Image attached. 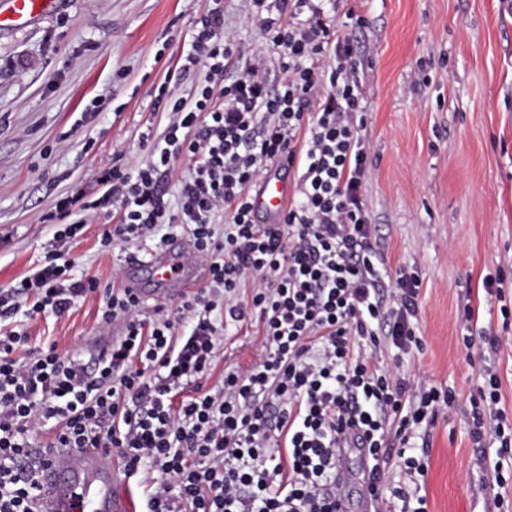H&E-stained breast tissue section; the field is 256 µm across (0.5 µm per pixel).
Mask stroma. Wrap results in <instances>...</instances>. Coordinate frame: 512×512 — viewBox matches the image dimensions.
I'll return each instance as SVG.
<instances>
[{"instance_id": "obj_1", "label": "stroma", "mask_w": 512, "mask_h": 512, "mask_svg": "<svg viewBox=\"0 0 512 512\" xmlns=\"http://www.w3.org/2000/svg\"><path fill=\"white\" fill-rule=\"evenodd\" d=\"M208 0H56L46 18L0 32V289L28 275L53 227L41 223L66 192L96 195L102 166L135 168L168 123L152 102L179 71ZM361 25L345 29L361 62L370 153L364 198L371 242L391 270L421 281L414 330L422 346L377 361L398 375L456 396L430 430L424 458L427 512H495L489 473L470 435L471 399L484 369L500 380V410L512 417V317L488 300L486 275L512 302V0H337ZM240 42L236 72L270 55L250 0H224ZM95 216L66 243L74 279L125 285L126 260L154 243L101 246ZM499 339L491 360L465 349L464 306ZM98 298L30 324L31 343L59 352L103 348L117 331L100 320ZM255 327L230 330L222 364L204 379L219 389L225 368L254 363Z\"/></svg>"}]
</instances>
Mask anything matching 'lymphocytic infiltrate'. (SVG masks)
Here are the masks:
<instances>
[{"label": "lymphocytic infiltrate", "mask_w": 512, "mask_h": 512, "mask_svg": "<svg viewBox=\"0 0 512 512\" xmlns=\"http://www.w3.org/2000/svg\"><path fill=\"white\" fill-rule=\"evenodd\" d=\"M210 2L182 66L204 79L188 100L159 86L153 109L169 122L147 162L102 168L97 198L58 199L41 218L56 224L55 245L33 274L0 289V512H34L47 450L31 439L48 425L52 447L115 455L125 478L144 484V512H339L340 448L366 451L376 503L426 512L412 441L455 396L375 358L381 344L403 353L417 344L420 282L392 272L371 246L366 90L336 0H253L276 58L253 56L229 82L238 45L224 29V0ZM182 156L193 166L177 180ZM281 156L296 168L294 197L281 223H254L250 190ZM110 207L119 221L103 246L163 243L180 227L208 265L206 285L148 318L131 289L74 279L56 245ZM88 296L121 330L111 344L86 358L29 348L19 311L57 317ZM251 321L256 361L225 370L222 389H203L226 330ZM499 401L498 380L485 373L470 433L478 448H494L500 485L512 479V420ZM390 459L400 483L385 471Z\"/></svg>", "instance_id": "f902f5d3"}]
</instances>
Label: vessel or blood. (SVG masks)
Masks as SVG:
<instances>
[{
	"mask_svg": "<svg viewBox=\"0 0 512 512\" xmlns=\"http://www.w3.org/2000/svg\"><path fill=\"white\" fill-rule=\"evenodd\" d=\"M53 0H6L0 13V30L19 29L47 16ZM285 162H273L265 177L251 193L252 216L258 224L282 220L292 187L286 177ZM193 245L172 240L151 254L127 263L132 276L126 285L139 298L164 301L176 294L175 283L192 287L189 257ZM42 486L40 512H130L129 499L117 489L114 466L102 449L83 448L56 452L40 470Z\"/></svg>",
	"mask_w": 512,
	"mask_h": 512,
	"instance_id": "b4317fda",
	"label": "vessel or blood"
}]
</instances>
